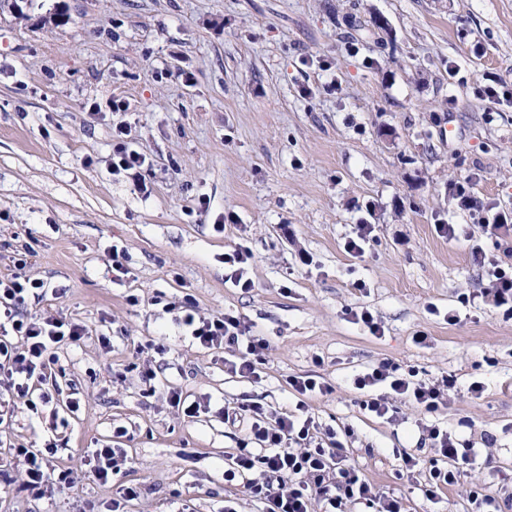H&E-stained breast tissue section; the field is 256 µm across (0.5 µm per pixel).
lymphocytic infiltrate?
I'll list each match as a JSON object with an SVG mask.
<instances>
[{"label": "lymphocytic infiltrate", "instance_id": "f902f5d3", "mask_svg": "<svg viewBox=\"0 0 512 512\" xmlns=\"http://www.w3.org/2000/svg\"><path fill=\"white\" fill-rule=\"evenodd\" d=\"M46 293L45 282L38 278L18 274L0 278V390L17 400L36 395L48 404L53 400L49 383L54 379L56 349L64 342H80L87 331L83 325L52 315L31 317L22 312L27 296ZM169 307L179 311L180 326L197 345L206 349L231 348L230 358L224 361L225 372L248 378L256 376L268 348L265 338L250 335L236 316H199L194 301L188 297L170 302ZM354 385L369 391L364 407L382 418L388 415L390 407L387 396L376 395V388L386 387L390 394L434 413L447 405L455 381L448 377L442 383L429 384L417 379L414 372H403L398 366L383 363L356 375ZM251 418L250 444L233 457L224 478L231 481L236 475L261 468V479L249 480L246 485L260 512H312L316 502L323 512H345L351 501L375 506L376 512H401L400 500L375 492L340 449L327 448L315 441L312 417L279 413L258 405L253 407ZM427 433L432 459L425 464L406 453L401 458V468L410 476L421 465H428L425 495L432 501L442 488L457 483L463 468L473 465L480 451L439 425H430ZM12 455L24 471L27 490L39 491L55 482L72 481L69 472H55L42 452L16 448Z\"/></svg>", "mask_w": 512, "mask_h": 512}]
</instances>
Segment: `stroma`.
Returning <instances> with one entry per match:
<instances>
[{"mask_svg":"<svg viewBox=\"0 0 512 512\" xmlns=\"http://www.w3.org/2000/svg\"><path fill=\"white\" fill-rule=\"evenodd\" d=\"M488 78L512 90V0L1 9L0 277L32 249L24 272L53 292L26 311L88 334L58 351V408L0 399V512H107L132 484L141 493L124 512H259L243 482L224 480L248 437L241 410L256 404L304 405L318 438L335 435L404 512H471L482 484L512 512V313L475 298L489 285L480 260L512 265V232L478 227L512 213V97H478ZM118 127L145 158L139 176L112 171ZM464 179L476 203L465 213L452 188ZM359 224L375 231L356 256L345 243ZM239 245L252 253L246 293L225 280L224 254ZM187 295L199 315L232 314L268 339L259 377L225 373L224 349L183 336L166 304ZM362 310L380 334L355 321ZM382 362L431 383L453 376L447 406L428 414L397 399L393 419L371 415L353 379ZM305 375L329 393H295L289 377ZM173 389L208 411L184 417ZM223 406L238 417L221 418ZM425 423L482 451L437 503L423 496L425 472L399 476L403 453L432 456ZM13 445L50 449L75 485L26 491ZM105 446L128 459L103 482L88 455Z\"/></svg>","mask_w":512,"mask_h":512,"instance_id":"1","label":"stroma"}]
</instances>
